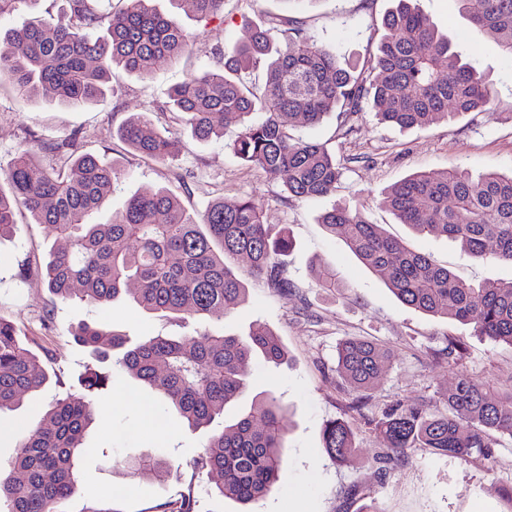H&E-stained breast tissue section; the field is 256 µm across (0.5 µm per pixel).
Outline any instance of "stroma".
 Returning a JSON list of instances; mask_svg holds the SVG:
<instances>
[{"mask_svg": "<svg viewBox=\"0 0 512 512\" xmlns=\"http://www.w3.org/2000/svg\"><path fill=\"white\" fill-rule=\"evenodd\" d=\"M395 0H224L223 20L197 21L172 0H154L160 12L188 33L192 49L178 62L155 63L149 79L119 74L112 92L73 108L48 96L27 97L0 90V168L31 141L57 142L77 137L84 151L113 163L122 179L95 214L108 222L131 194L164 188L194 212L215 199L233 203L245 196L260 201L265 223L288 228L294 248L288 274L295 287L281 296L265 281L248 280L244 300L224 320L179 323L161 313H147L128 300L93 308L61 302L48 291L41 269L56 237L52 228L35 223L28 212L16 215L11 237L0 240V318L11 322L24 344L44 362L48 385L25 398L16 410L0 413V465L8 466L20 441L43 421L49 404L81 393L80 379L90 366L109 376L97 391L98 411L87 433L78 470V494L62 512H172L182 494L193 493L196 512H242L215 488L219 477L196 472L192 461L203 454L207 432L192 429L174 410L164 409L154 390L119 370L111 361L94 363L87 348L70 334L79 322L105 323L130 338L182 336L200 329L247 335L252 324H267L287 350L279 365L256 354L244 365L246 388L233 408L248 412L255 396L273 391L286 408L287 464L273 491L254 504L253 512H357L346 501L357 488L373 512H507L499 486L512 484V438L502 436L494 461H460L417 449L412 458L379 466L385 443L374 421L389 405L402 401L445 408L444 393L465 372L474 381L512 384V347L474 333L470 326L431 316L400 302L383 279L370 272L347 248L342 236L330 235L321 215L335 206L361 212L390 237L426 254L459 279L477 283L512 279V265L476 261L459 244L418 236L398 223L380 201L396 182L416 172H440L455 165L478 175L512 173V58L500 54L462 15L457 0H413L462 54L481 70L494 90L491 111L471 112L425 129L399 130L380 123L371 107L354 115V130L341 132V114H328L314 127L292 132L324 143L344 166L332 193L306 200L289 196L282 180L247 168L229 145L241 128L231 115L220 117L224 135L206 142L179 130L167 112L168 93L187 75L218 68L225 52L246 41L247 21L286 29L299 19L320 43L358 63L375 53L383 34V17ZM151 113L159 130L179 132L182 154L161 163L135 154L118 137V128L133 115ZM328 265L347 285L330 292L316 287L309 269ZM463 339L466 351L458 366L439 353L449 338ZM360 338L391 353L378 387L361 410H348L353 393L339 389L336 357L339 344ZM340 419L351 428L356 446L351 466L335 464L323 442L327 421ZM129 455L169 460L165 483L142 473L130 475L122 464Z\"/></svg>", "mask_w": 512, "mask_h": 512, "instance_id": "1", "label": "stroma"}]
</instances>
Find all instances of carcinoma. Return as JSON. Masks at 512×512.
<instances>
[{"label": "carcinoma", "mask_w": 512, "mask_h": 512, "mask_svg": "<svg viewBox=\"0 0 512 512\" xmlns=\"http://www.w3.org/2000/svg\"><path fill=\"white\" fill-rule=\"evenodd\" d=\"M36 2L0 0V17ZM173 2L189 5L200 20L224 10V0ZM459 2L471 24L512 58V0ZM121 3V9L104 12L97 0H68L67 12L11 30L7 39L14 52L0 57V87L8 84L26 96L50 92L81 107L101 97L117 73L145 79L156 60H175L188 51V34L152 0ZM383 25L377 51L363 67L341 62L296 19L288 20L281 35L256 27L248 41L224 55L223 68L191 74L174 86L169 111L200 141L222 136L215 116L243 119L229 148L247 168L284 178L292 197L328 195L342 167L323 145L294 137L290 127L317 126L331 112L350 117L366 101L383 123L423 128L450 116L484 112L494 100L484 73L410 0H397ZM263 59L268 60L264 88L257 93L238 73ZM118 135L159 162L176 159L182 148L177 134L154 129L146 113L126 121ZM120 176L116 165L79 151L71 140L22 149L0 173L7 184L0 186V239L13 233L16 210L23 208L64 242L51 249L45 266L54 297L97 308L124 295L146 312L222 320L244 298L248 278L265 280L285 297L295 288L284 260L293 239L264 223L262 206L250 197L231 205L218 200L197 216L168 190L148 189L131 196L111 221L91 222ZM381 204L418 235L458 242L473 259L512 264V176L490 172L475 178L457 166L438 174L415 173L391 186ZM320 224L333 235L344 234L350 250L403 304L512 347V280L467 284L360 213L341 207L324 213ZM242 255L249 261L245 269L232 264ZM310 274L321 288H346L328 266H313ZM72 335L97 357L113 358L119 369L151 386L159 402L189 426L211 429L192 467L220 475L222 496L247 504L272 492L286 462L276 398L265 393L249 413L230 423L224 418L245 390L240 370L245 361L257 352L269 363L285 359V347L269 326L255 323L244 338L204 331L191 338L189 348L171 336L133 343L99 323H81ZM388 357L370 341L347 339L338 349L337 372L360 400ZM105 380L88 369L85 393L53 401L44 425L20 442L10 472L0 470V505L6 512H58V504L78 492L79 449L95 416V392ZM47 381L39 357L21 343L13 325L0 320V413L18 407ZM445 399L443 411L403 402L383 411L374 422L386 443L380 462L405 460L417 448L464 462L490 460L497 445L493 434L512 438V384L499 390L460 372ZM323 440L334 462H354V438L345 422H328ZM124 464L131 474L149 472L159 482L171 471L169 461L150 456Z\"/></svg>", "instance_id": "obj_1"}]
</instances>
